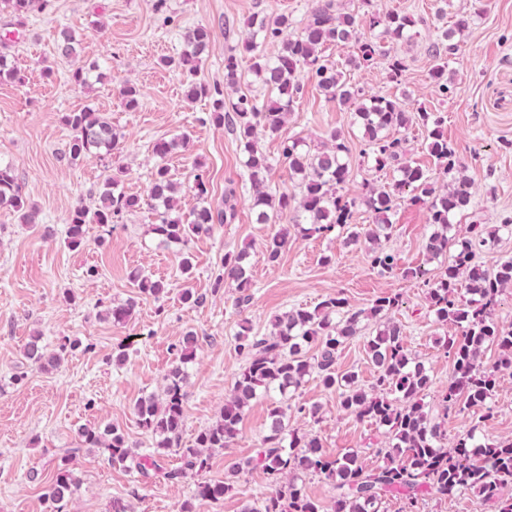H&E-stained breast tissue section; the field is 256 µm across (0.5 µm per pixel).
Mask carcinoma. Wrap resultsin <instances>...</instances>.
I'll list each match as a JSON object with an SVG mask.
<instances>
[{
	"instance_id": "1",
	"label": "carcinoma",
	"mask_w": 512,
	"mask_h": 512,
	"mask_svg": "<svg viewBox=\"0 0 512 512\" xmlns=\"http://www.w3.org/2000/svg\"><path fill=\"white\" fill-rule=\"evenodd\" d=\"M48 0H0V9H7L18 17L41 10ZM418 20L391 12L383 17L369 19V27L381 28L373 37H360L362 19L356 14L340 13L334 0H315L310 16L301 31L291 33L293 21L285 14L275 17H255L250 23L248 45L254 55L251 73L262 87L276 97L265 104L245 94L224 111V98L218 97V87L198 79L200 66L208 54L210 30L197 26L183 34L184 49L176 59L166 64L180 69L186 77L187 98H213L210 120L217 126L232 128L244 144L245 166L249 171L252 206L258 210L260 224H275L288 213L290 223L265 239L262 256L269 264L279 261L291 238L290 228L302 237L322 236L334 228L352 227L348 239L365 238L373 243L369 249L372 267L392 274L399 269L396 255L382 247L381 239L388 236L391 224L388 215L404 198L429 201L432 231L423 243L427 260L451 255V263L437 279L425 278L426 270L419 267L406 271L423 280L427 299L435 321L452 325L458 333L445 337L443 348L454 364L448 386L439 395V408L450 416L465 411L485 410L481 418H490L488 400L498 386V373L512 369V329L495 319L499 293L512 286V258L501 261L487 271L476 264L477 253L490 250L497 243L499 231L511 230L509 224L489 229L473 224L470 237L461 240L448 236L450 219L468 209L472 202L471 182L457 172L454 148L448 144L441 126L442 118L431 112H411L397 99L368 96L361 88L350 86L345 72L336 64L319 55V47L331 43H354L355 51L346 60L351 69L368 67L383 60L388 64L390 77L398 78L404 71L403 62L393 54L394 46L411 38ZM278 42L277 52L267 54L260 50L265 42ZM77 44L76 36L65 31L57 43V54L71 57ZM458 51V45L434 46L438 63L432 78L439 87L448 90V62ZM302 66L310 68L318 86L329 98L355 107V118L363 130L366 148L363 154L371 159L374 169H393L399 178L385 186L365 184V193L356 200L340 193L349 181L347 162L349 148L338 133L329 135L327 142L311 151L303 149L302 140L288 138L282 142L281 155L288 162L291 177L298 180L299 194L274 191L270 186L273 165L257 146L258 131L278 133L285 119L293 111L295 99L303 86L298 77ZM22 80L20 72L9 60L6 44H0V81ZM120 95L129 111L140 105V90L124 86ZM63 122L72 131L69 157L75 161L87 155L121 153L119 136L112 123L100 112L90 108L68 112ZM414 124L429 129L430 153L436 160V169L426 171L407 159L406 141L395 133ZM187 136L160 140L154 145L158 162L154 166L150 186V200L158 210V222L152 225L153 234L163 243L187 245L193 235L207 234L212 225L222 224L234 217V207L212 209L203 205L192 212L186 222L173 215L178 190L170 174L166 159L176 148H186ZM123 169L105 178L100 193V204L90 209L75 207L68 218L66 241L77 249L84 242L87 224H115L125 212L136 210L141 199L119 190V174ZM362 204L375 214V223L357 227L352 224L353 209ZM0 205H9L19 212L23 224L35 222L34 211L20 194L12 164L0 161ZM246 253L224 254V277L230 279L239 293L238 301L249 300L252 279L243 261ZM143 294L156 298L168 294L164 282L132 275ZM472 295L465 303L463 294ZM400 307L397 294L377 297L370 309L358 312L349 309L348 301L339 296H328L312 310L293 309L274 316L272 331L267 336H250L243 331L237 336L236 348L246 358V366L234 378L229 398L219 418L198 433L194 444L178 449L181 465L167 471L169 480L200 476L210 469L212 451L227 448L239 433L245 407L259 396L281 395L298 390L305 378L315 373L324 387L340 391V405L345 412L359 420H366L386 429L387 447L379 449L386 462L375 470H366L358 464L357 455L346 454L329 458L315 437L298 433L288 426L290 405L277 403L269 412L267 433L263 436L255 464L268 475L271 491L261 508H246L245 512H323L322 506L305 491L303 477L322 476L334 482L336 491L333 512H379L378 503L383 494H394L405 499L402 512H417L422 491L453 500L467 492L477 494L494 505L497 512H512V498L503 499L502 491L512 485V439L482 441L477 437L478 426H472L466 435L455 439L452 447L443 446L447 429L426 407L423 397L428 394L431 380L424 366L414 361L404 348L401 326L392 314ZM377 323L376 334L367 340L366 350L377 369V376L366 392L356 385L354 374L336 373V354L343 344L360 335L361 319ZM312 345L315 354H302L303 345ZM490 346L500 352L493 364L484 363L483 355ZM74 344H61L48 350L33 338L25 356L32 363L44 367L58 364L67 349ZM196 339L188 333L176 346L175 360L167 375L168 383L161 395L151 394L138 400L134 414L139 427L156 441V447L170 449L178 444L184 424V403L187 377L185 365L195 358ZM82 445L104 448L114 467H127L135 462V469L146 474L157 471L160 465L151 455L134 458L126 437L113 426L87 427L80 432ZM72 458L61 460L45 497L50 512H63L64 502L73 493L76 480L69 465ZM231 489L228 482L201 481L196 494L204 499L219 500Z\"/></svg>"
}]
</instances>
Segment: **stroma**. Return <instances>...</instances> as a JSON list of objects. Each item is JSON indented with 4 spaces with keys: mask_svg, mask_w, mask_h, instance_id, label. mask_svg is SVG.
<instances>
[{
    "mask_svg": "<svg viewBox=\"0 0 512 512\" xmlns=\"http://www.w3.org/2000/svg\"><path fill=\"white\" fill-rule=\"evenodd\" d=\"M313 0H167L156 11L154 0H49L45 10L24 20L0 11V39L11 41V61L20 71L19 83L0 81V158L13 163L20 192L38 212L33 224L21 223L16 212L0 207V512H46L44 492L62 456L73 454L78 481L65 512H112L113 502L128 512H179L191 502L193 512H243L258 506L271 491L261 468L245 467L255 457L266 433L271 403L258 398L246 409L240 432L231 445L216 450L208 480L233 479L234 490L224 499L195 498L196 477L169 481L163 470L179 466L177 452L162 457L161 472L141 476L136 470L112 466L101 448L82 446L79 430L112 424L124 433L134 454L154 446L133 414L142 397L161 393L175 357V347L187 332L198 339L196 357L187 367L185 420L180 444L194 443L197 434L219 417L225 396L246 360L236 350L242 330L262 336L273 317L291 308H314L325 297L341 294L353 310L369 309L383 294L400 295L395 319L403 328L404 346L424 364L432 381L425 398L436 405L448 384L453 362L440 340L451 329L436 323L428 308L426 290L409 269L425 268L439 277L443 260L427 261L422 245L430 231L428 202L401 201L389 215L385 242L401 267L383 275L370 265L368 244L350 243L342 229L324 237H294L278 263L263 261L260 250L272 224L257 223L250 208L248 171L235 133L214 125L211 102L189 100L181 71L164 67L162 58L178 57L182 35L191 28H209L212 49L199 77L224 89L225 103L247 94L270 100L272 94L250 72L253 54L245 47L253 16L288 15L303 26ZM447 17H439L440 7ZM380 13L402 12L418 20L410 41L399 43L396 54L406 70L392 81L386 64L348 71L351 84L366 94L403 100L414 112H434L454 147L463 174L473 185L470 207L453 219L451 233L464 238L472 224L497 226L512 220V0H372ZM466 18L455 34L459 50L448 67V87L431 78L436 60L431 53L441 32ZM75 32V56L56 54L61 30ZM235 54L240 80L224 84V57ZM99 65L100 81L81 88L69 79L79 66ZM303 91L280 134L261 137L258 148L274 160L270 184L289 187L282 141L303 138L319 147L330 133L344 137L350 148L351 177L345 187L357 196L365 182H389L391 173L370 168L362 155L365 141L353 118L352 106L330 99L307 69H300ZM140 88L139 109L127 110L120 99L122 85ZM92 106L111 121L122 147L126 168L120 188L147 197L155 164L154 144L188 135L190 147L176 150L168 164L178 183V213L189 217L200 202L224 205V190H236L235 217L214 225L206 235L191 237L188 245H165L153 234L156 222L149 205L126 213L120 223L87 225L80 249L66 244V220L78 205L95 207L107 175L102 157L70 161L72 132L62 122L65 113ZM203 176L208 194L199 200L196 176ZM247 250L253 286L248 303L237 304L231 285L216 287L224 255ZM190 255L193 269L182 276L179 264ZM98 275L88 278V268ZM140 271L165 280L170 292L157 299L139 292L130 278ZM195 298L183 301L184 288ZM135 300L133 316L113 322L112 306ZM363 335L344 344L336 371L353 373L362 388L376 376ZM56 347L62 339L76 342L56 367L39 368L25 356L32 338ZM125 353L123 364L114 361ZM292 404L318 406L316 416L291 414L289 424L320 440L332 457L359 455L365 469L383 465L378 450L387 437L367 421L347 414L336 391L310 376L294 393ZM492 417L480 420L464 412L447 420L449 438L476 429L483 440L512 438V369L500 372Z\"/></svg>",
    "mask_w": 512,
    "mask_h": 512,
    "instance_id": "obj_1",
    "label": "stroma"
}]
</instances>
